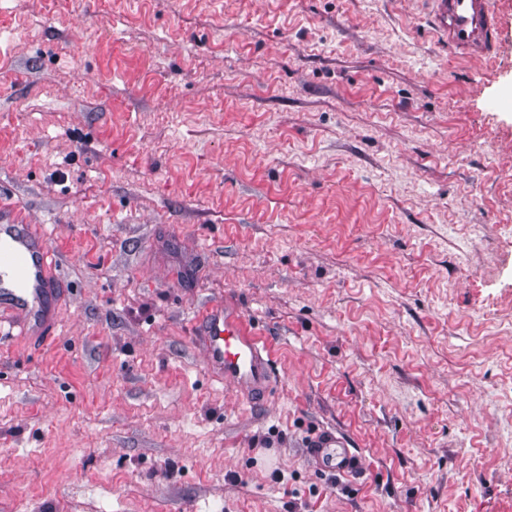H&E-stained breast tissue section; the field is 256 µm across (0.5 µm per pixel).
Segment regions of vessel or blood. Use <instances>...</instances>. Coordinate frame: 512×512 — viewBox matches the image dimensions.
I'll return each instance as SVG.
<instances>
[{
	"label": "vessel or blood",
	"instance_id": "obj_1",
	"mask_svg": "<svg viewBox=\"0 0 512 512\" xmlns=\"http://www.w3.org/2000/svg\"><path fill=\"white\" fill-rule=\"evenodd\" d=\"M433 24L451 50L481 61L496 54L504 39L496 0H432ZM53 252L44 234L18 215L0 211V312L10 326L43 343L55 340L59 285ZM199 325L209 367L225 383L247 395L266 393L271 385L272 353L253 327L232 306L203 308ZM322 468L352 473L360 461L340 435L327 432L311 445Z\"/></svg>",
	"mask_w": 512,
	"mask_h": 512
}]
</instances>
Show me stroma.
Instances as JSON below:
<instances>
[{
    "label": "stroma",
    "mask_w": 512,
    "mask_h": 512,
    "mask_svg": "<svg viewBox=\"0 0 512 512\" xmlns=\"http://www.w3.org/2000/svg\"><path fill=\"white\" fill-rule=\"evenodd\" d=\"M431 15L0 0V207L65 286L0 338V512H512V42ZM226 302L266 400L206 364ZM309 450L321 468H330L340 474L356 472L360 468V460L337 433L325 432L311 444Z\"/></svg>",
    "instance_id": "1"
}]
</instances>
